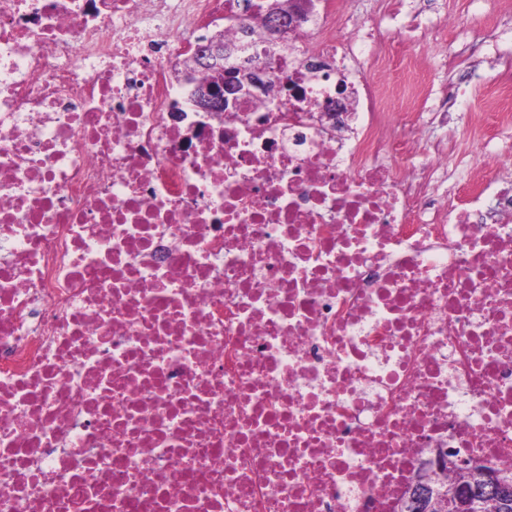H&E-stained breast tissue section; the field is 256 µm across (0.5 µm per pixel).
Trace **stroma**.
<instances>
[{
  "label": "stroma",
  "instance_id": "1",
  "mask_svg": "<svg viewBox=\"0 0 512 512\" xmlns=\"http://www.w3.org/2000/svg\"><path fill=\"white\" fill-rule=\"evenodd\" d=\"M345 13L361 24L363 33H382L375 45L394 64L374 79L400 81L397 62L411 59L425 77L432 96L429 111H436L444 90H453L457 104L447 126H427L429 138H460L467 150L458 177L466 181L486 169L512 174V134L488 125L496 148L485 150L473 142L472 117L497 109L495 79L512 63V0H399L388 12L386 0H344Z\"/></svg>",
  "mask_w": 512,
  "mask_h": 512
}]
</instances>
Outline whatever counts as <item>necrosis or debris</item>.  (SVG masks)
I'll return each mask as SVG.
<instances>
[{
  "label": "necrosis or debris",
  "mask_w": 512,
  "mask_h": 512,
  "mask_svg": "<svg viewBox=\"0 0 512 512\" xmlns=\"http://www.w3.org/2000/svg\"><path fill=\"white\" fill-rule=\"evenodd\" d=\"M256 15L0 0V512H398L428 449L512 468V188L434 192L457 145L340 0L279 93L196 111L202 30Z\"/></svg>",
  "instance_id": "4bbe7bcc"
}]
</instances>
